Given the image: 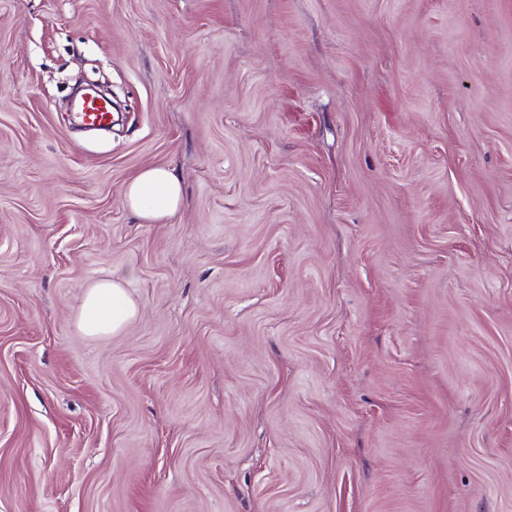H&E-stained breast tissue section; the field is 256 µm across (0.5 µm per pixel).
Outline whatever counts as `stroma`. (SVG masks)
<instances>
[{
    "mask_svg": "<svg viewBox=\"0 0 512 512\" xmlns=\"http://www.w3.org/2000/svg\"><path fill=\"white\" fill-rule=\"evenodd\" d=\"M0 512H512V0H0ZM78 113L84 122L96 127L108 125L112 120L110 105L95 97L85 99ZM123 204L148 224L163 223L183 205L180 179L165 166L145 168L123 188ZM138 312L137 303L121 281L98 279L86 287L77 327L93 338L116 336L125 331Z\"/></svg>",
    "mask_w": 512,
    "mask_h": 512,
    "instance_id": "35a3bbf8",
    "label": "stroma"
}]
</instances>
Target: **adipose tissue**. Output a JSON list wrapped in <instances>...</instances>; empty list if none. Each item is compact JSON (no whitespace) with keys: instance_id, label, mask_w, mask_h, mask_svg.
I'll use <instances>...</instances> for the list:
<instances>
[{"instance_id":"1","label":"adipose tissue","mask_w":512,"mask_h":512,"mask_svg":"<svg viewBox=\"0 0 512 512\" xmlns=\"http://www.w3.org/2000/svg\"><path fill=\"white\" fill-rule=\"evenodd\" d=\"M123 204L140 220L163 223L183 205L180 179L164 166L143 169L123 188ZM139 308L125 285L116 279H98L85 291L77 327L86 336L104 338L125 331Z\"/></svg>"}]
</instances>
